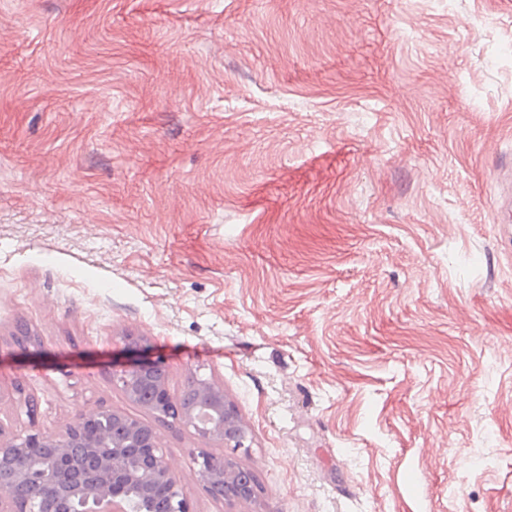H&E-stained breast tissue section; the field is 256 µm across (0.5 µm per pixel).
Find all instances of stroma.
I'll use <instances>...</instances> for the list:
<instances>
[{
  "label": "stroma",
  "mask_w": 512,
  "mask_h": 512,
  "mask_svg": "<svg viewBox=\"0 0 512 512\" xmlns=\"http://www.w3.org/2000/svg\"><path fill=\"white\" fill-rule=\"evenodd\" d=\"M505 161L512 0H0V433L125 413L191 512H512ZM133 351L223 386L256 500ZM512 164L501 165L492 173V180L499 188L495 198L496 221L498 224L512 223V191H511ZM196 462L199 466V474L204 483V487L207 492L213 495L216 498L228 499V500H246L245 496L248 492L249 481L245 478L244 472L242 469L235 474L234 479L236 480V484L231 486L230 489H227V485L225 486L224 495H220L216 492L215 484L218 481L228 482L227 473L224 472V467L217 468L215 467V461L213 457L204 452H199Z\"/></svg>",
  "instance_id": "obj_1"
}]
</instances>
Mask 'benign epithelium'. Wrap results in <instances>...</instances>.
<instances>
[{
	"mask_svg": "<svg viewBox=\"0 0 512 512\" xmlns=\"http://www.w3.org/2000/svg\"><path fill=\"white\" fill-rule=\"evenodd\" d=\"M165 372L162 362L133 359L112 369V382L120 386L135 402L139 401L140 382L133 380L149 370ZM196 405L182 407L167 389L166 381L154 385V399L145 407L164 417L181 419L192 426L199 440L221 439L228 447L239 450L248 440L247 431L235 409L224 396V388L205 379L192 383ZM33 448L54 449V469L45 486L49 495L23 498L18 485L29 478V456ZM12 462L14 473L0 478V512H53L46 506L56 500L65 512H74L79 504L82 512H98L97 505L112 497L121 501L135 494L141 508L151 512L150 500L154 485H168V512H189V505L177 483L171 481L172 471L164 457L160 437L154 429L130 416L104 408H89L82 412L61 435L35 432L16 435L0 441V468ZM204 487L214 497L243 500L249 481L240 470L236 484L220 495L215 484L227 480L224 468L215 467L209 454L201 452L196 458Z\"/></svg>",
	"mask_w": 512,
	"mask_h": 512,
	"instance_id": "1",
	"label": "benign epithelium"
}]
</instances>
